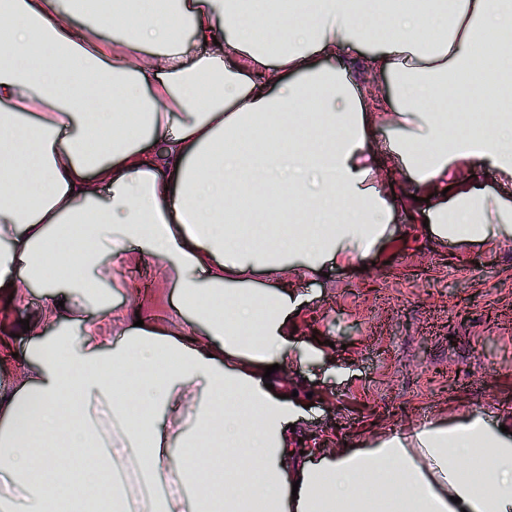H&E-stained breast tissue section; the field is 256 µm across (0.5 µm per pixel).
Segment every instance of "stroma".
Here are the masks:
<instances>
[{
  "label": "stroma",
  "instance_id": "35a3bbf8",
  "mask_svg": "<svg viewBox=\"0 0 512 512\" xmlns=\"http://www.w3.org/2000/svg\"><path fill=\"white\" fill-rule=\"evenodd\" d=\"M392 234L363 260L302 279L295 366L312 394L306 444L333 453L427 420L477 412L512 424V232L441 243L406 169Z\"/></svg>",
  "mask_w": 512,
  "mask_h": 512
}]
</instances>
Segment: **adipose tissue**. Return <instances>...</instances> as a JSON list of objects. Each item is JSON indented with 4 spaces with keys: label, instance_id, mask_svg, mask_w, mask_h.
I'll list each match as a JSON object with an SVG mask.
<instances>
[{
    "label": "adipose tissue",
    "instance_id": "ef3b65f1",
    "mask_svg": "<svg viewBox=\"0 0 512 512\" xmlns=\"http://www.w3.org/2000/svg\"><path fill=\"white\" fill-rule=\"evenodd\" d=\"M454 2L0 0V289L47 295L25 327L0 306L33 339L0 396V512H512V435L485 416L323 456L281 376L292 277L390 235L383 174L512 180V114L448 128L512 83V0ZM358 59L393 87L372 111ZM428 220L485 238L512 208L464 186ZM130 252L173 280L174 327L104 299Z\"/></svg>",
    "mask_w": 512,
    "mask_h": 512
}]
</instances>
